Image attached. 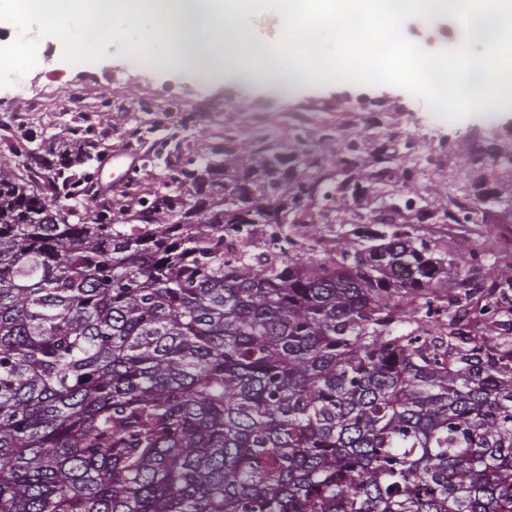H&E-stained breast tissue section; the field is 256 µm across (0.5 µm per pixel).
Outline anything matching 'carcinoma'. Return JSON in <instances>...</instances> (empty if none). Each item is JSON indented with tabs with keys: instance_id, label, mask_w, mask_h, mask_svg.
Returning a JSON list of instances; mask_svg holds the SVG:
<instances>
[{
	"instance_id": "carcinoma-1",
	"label": "carcinoma",
	"mask_w": 512,
	"mask_h": 512,
	"mask_svg": "<svg viewBox=\"0 0 512 512\" xmlns=\"http://www.w3.org/2000/svg\"><path fill=\"white\" fill-rule=\"evenodd\" d=\"M72 134L0 159V512H512L508 256L453 288L407 232L324 240L318 145L301 175L226 128L156 157L145 210L73 178ZM338 156L355 192L388 174Z\"/></svg>"
}]
</instances>
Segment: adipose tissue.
<instances>
[{
  "mask_svg": "<svg viewBox=\"0 0 512 512\" xmlns=\"http://www.w3.org/2000/svg\"><path fill=\"white\" fill-rule=\"evenodd\" d=\"M272 6L284 27L275 47L256 44L243 53L249 16ZM464 18L462 46L423 59L389 38L395 19L411 12ZM15 23L38 17L56 23L131 20L160 26L162 50L151 62L206 74L210 81L237 80L269 86L283 78L327 79L350 74L366 80H402L463 106L455 78L467 75L471 91L512 87V0H13ZM378 33L372 54L360 50L363 33ZM484 52H475V45Z\"/></svg>",
  "mask_w": 512,
  "mask_h": 512,
  "instance_id": "1",
  "label": "adipose tissue"
}]
</instances>
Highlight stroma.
<instances>
[{
	"label": "stroma",
	"mask_w": 512,
	"mask_h": 512,
	"mask_svg": "<svg viewBox=\"0 0 512 512\" xmlns=\"http://www.w3.org/2000/svg\"><path fill=\"white\" fill-rule=\"evenodd\" d=\"M397 40L422 58L449 53L463 41L465 33L456 16L440 14L431 21L412 13L396 23ZM85 39L71 47L55 46L49 66L64 72L74 91L69 110H62L56 84L41 79L40 103L31 106L20 88L0 82V129L8 135L32 139L50 148L56 142L70 143L72 129L83 125L85 115L108 101L120 126L100 122V150L110 161L100 173L103 185L122 188L121 167L113 155L127 152L143 155L151 148L153 135L179 133L183 152L195 151L200 142L217 145L224 141L225 126L247 129L251 109L264 105L263 121L282 143H292L295 134L309 140L332 134L337 145H356L360 158H370L375 147L390 148L389 166L395 173L417 172L414 192L428 217L417 223L414 212L401 208L404 189L391 179L373 185L367 194L352 196L343 181H336L330 201L318 206L314 215L323 238H354L359 227L391 220L408 228L411 235L445 250L449 241L468 240L472 249L493 257L496 242L487 237L483 214L487 207L512 210V104L497 111L475 107L452 110L405 81L357 80L349 76L329 81L308 79L282 90L256 87L235 81L200 82L192 72L149 67L130 71L132 55L122 39L96 52L91 66L75 64L72 55L84 48ZM103 72L91 82L87 71ZM181 94L194 121L182 127L179 113H170L159 124L149 112L137 111L138 101L151 99L166 104L168 91ZM137 137H129V130Z\"/></svg>",
	"instance_id": "35a3bbf8"
}]
</instances>
